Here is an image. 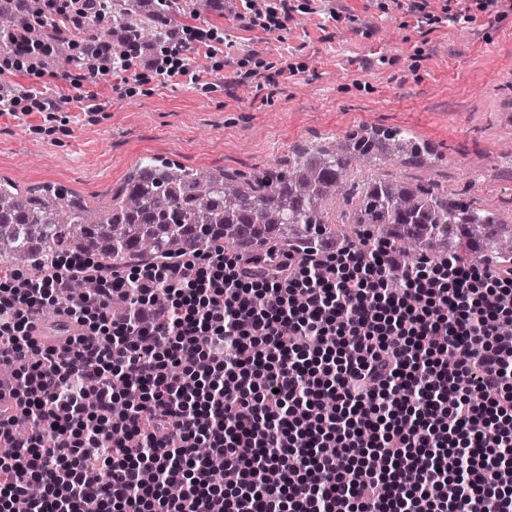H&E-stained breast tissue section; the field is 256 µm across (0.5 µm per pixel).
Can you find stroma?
I'll return each instance as SVG.
<instances>
[{
  "mask_svg": "<svg viewBox=\"0 0 512 512\" xmlns=\"http://www.w3.org/2000/svg\"><path fill=\"white\" fill-rule=\"evenodd\" d=\"M304 24L283 40L244 27L243 0L221 12L182 13L186 26L205 25L232 40L231 55H254L296 74L242 94L225 83L223 55L201 57L197 82L113 92L118 77L74 88L60 79L58 55L41 64L56 71L46 95L60 109L0 116V178L31 189L64 185L91 205L144 159L186 168L254 174L287 164L294 151L359 129L412 131L434 150L433 165L393 162L380 176L434 181L478 200L512 224V14L442 21L423 27L395 0H293ZM340 18L332 20L329 10Z\"/></svg>",
  "mask_w": 512,
  "mask_h": 512,
  "instance_id": "1",
  "label": "stroma"
}]
</instances>
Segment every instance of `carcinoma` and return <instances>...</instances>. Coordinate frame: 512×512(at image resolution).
<instances>
[{
    "mask_svg": "<svg viewBox=\"0 0 512 512\" xmlns=\"http://www.w3.org/2000/svg\"><path fill=\"white\" fill-rule=\"evenodd\" d=\"M26 6L0 0V31L19 27ZM170 3L141 13L131 0H115L112 14L129 35L153 42L178 27ZM427 151L407 129L380 134L353 131L295 153L257 177L222 169L190 170L153 159L138 165L104 208L62 185L21 190L0 179V264L38 276L46 263L68 253L95 250L105 265L153 260L183 251H281L346 242L370 226L373 237L393 241L411 264L454 253L463 261L493 256L512 265V225L474 207L437 184L356 178L386 161L404 162Z\"/></svg>",
    "mask_w": 512,
    "mask_h": 512,
    "instance_id": "1",
    "label": "carcinoma"
}]
</instances>
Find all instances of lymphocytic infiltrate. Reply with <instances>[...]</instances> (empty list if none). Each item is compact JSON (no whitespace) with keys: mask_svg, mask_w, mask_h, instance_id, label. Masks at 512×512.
I'll use <instances>...</instances> for the list:
<instances>
[{"mask_svg":"<svg viewBox=\"0 0 512 512\" xmlns=\"http://www.w3.org/2000/svg\"><path fill=\"white\" fill-rule=\"evenodd\" d=\"M32 2L29 26L56 35L112 15V0ZM213 39L202 25L85 43L64 77L193 82L186 52ZM83 275L94 290L71 295ZM50 308L78 327L66 351L31 333ZM2 364L17 374L0 500L41 485L30 512H512V268L408 265L366 235L128 270L66 260L0 275Z\"/></svg>","mask_w":512,"mask_h":512,"instance_id":"obj_1","label":"lymphocytic infiltrate"}]
</instances>
